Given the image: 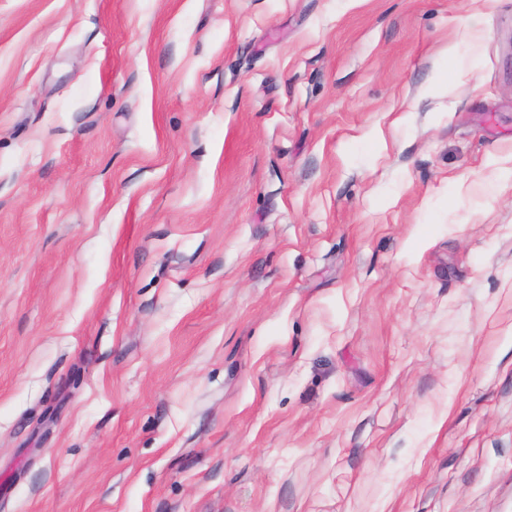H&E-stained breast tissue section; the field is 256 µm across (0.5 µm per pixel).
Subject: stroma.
<instances>
[{"mask_svg": "<svg viewBox=\"0 0 512 512\" xmlns=\"http://www.w3.org/2000/svg\"><path fill=\"white\" fill-rule=\"evenodd\" d=\"M0 512H512V0H0Z\"/></svg>", "mask_w": 512, "mask_h": 512, "instance_id": "stroma-1", "label": "stroma"}]
</instances>
